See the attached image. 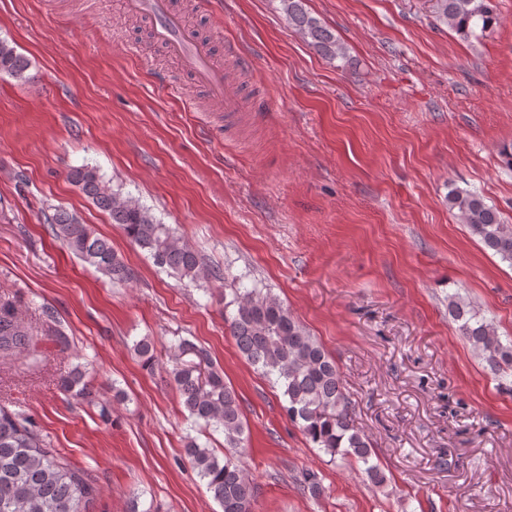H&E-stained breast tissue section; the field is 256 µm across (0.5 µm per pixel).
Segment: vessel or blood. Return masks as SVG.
<instances>
[{
    "label": "vessel or blood",
    "mask_w": 512,
    "mask_h": 512,
    "mask_svg": "<svg viewBox=\"0 0 512 512\" xmlns=\"http://www.w3.org/2000/svg\"><path fill=\"white\" fill-rule=\"evenodd\" d=\"M123 4L127 13L148 21L153 42L208 92L224 114L226 129L248 125L257 118V110L247 109L239 88L233 44H226L223 59H216L210 44L193 34L185 12L175 8L172 0H123Z\"/></svg>",
    "instance_id": "obj_1"
}]
</instances>
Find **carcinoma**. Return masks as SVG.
Segmentation results:
<instances>
[{
  "label": "carcinoma",
  "mask_w": 512,
  "mask_h": 512,
  "mask_svg": "<svg viewBox=\"0 0 512 512\" xmlns=\"http://www.w3.org/2000/svg\"><path fill=\"white\" fill-rule=\"evenodd\" d=\"M288 22L321 54L344 59V47L333 33L303 7V0H281ZM435 13L460 37L493 29L498 24L494 0H435ZM29 62L7 40L0 39V74L22 82ZM68 179L117 224L135 247L147 252L154 264L180 281L196 283L221 279L223 273L207 268L198 253L177 233L157 219L139 200L114 190L96 169L82 165L68 172ZM448 207L484 248L512 265V225L497 209L473 192L452 190ZM46 223L62 245L114 283H126L132 271L112 244L97 236L76 216L60 209L45 215ZM224 308L230 335L247 362L282 389L283 410L314 447L331 458L351 459L376 486L385 475L374 463L367 435L353 423L352 406L334 360L323 346L289 313L271 292L258 288H233ZM459 331L480 353L490 371L512 370V339L502 341L493 324L472 305L455 297L448 303ZM132 350L143 365L154 364L155 346L150 337L133 341ZM36 352V342L17 313L0 306V358ZM167 364L170 381L179 393L191 422L201 429L224 433V452L186 436L183 453L222 512H253L257 487L241 464L247 444L238 396L224 381L210 353L180 338L171 347ZM81 367L61 379L59 388L80 400L93 392ZM95 491L91 478L49 447L28 416L0 406V512H86Z\"/></svg>",
  "instance_id": "obj_1"
}]
</instances>
